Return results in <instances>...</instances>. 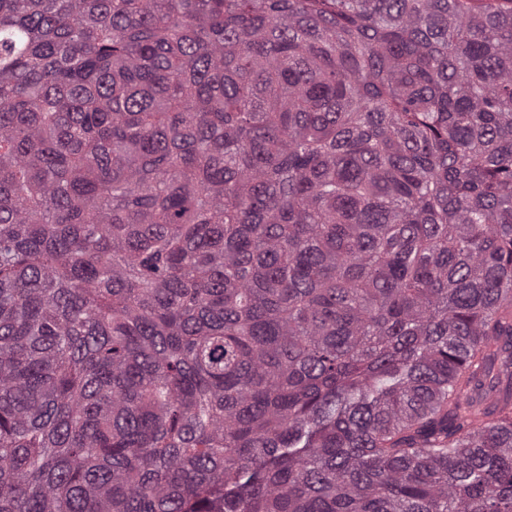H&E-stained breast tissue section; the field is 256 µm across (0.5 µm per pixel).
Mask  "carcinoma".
<instances>
[{"label": "carcinoma", "instance_id": "obj_1", "mask_svg": "<svg viewBox=\"0 0 512 512\" xmlns=\"http://www.w3.org/2000/svg\"><path fill=\"white\" fill-rule=\"evenodd\" d=\"M0 512H512V0H0Z\"/></svg>", "mask_w": 512, "mask_h": 512}]
</instances>
